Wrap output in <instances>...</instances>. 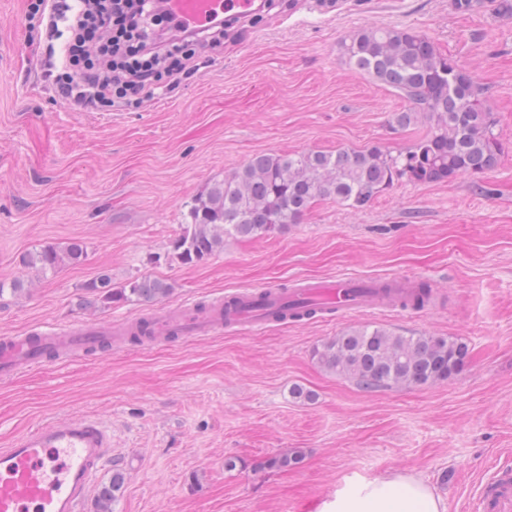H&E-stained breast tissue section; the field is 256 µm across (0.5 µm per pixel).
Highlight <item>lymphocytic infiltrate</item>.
<instances>
[{
	"label": "lymphocytic infiltrate",
	"instance_id": "obj_1",
	"mask_svg": "<svg viewBox=\"0 0 512 512\" xmlns=\"http://www.w3.org/2000/svg\"><path fill=\"white\" fill-rule=\"evenodd\" d=\"M28 20L44 25L48 41L63 42L51 76L58 96L93 110L165 90L198 53L219 52L226 31L219 23L177 36L154 0H31Z\"/></svg>",
	"mask_w": 512,
	"mask_h": 512
}]
</instances>
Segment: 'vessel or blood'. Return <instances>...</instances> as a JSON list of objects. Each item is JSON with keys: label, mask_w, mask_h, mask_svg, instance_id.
<instances>
[{"label": "vessel or blood", "mask_w": 512, "mask_h": 512, "mask_svg": "<svg viewBox=\"0 0 512 512\" xmlns=\"http://www.w3.org/2000/svg\"><path fill=\"white\" fill-rule=\"evenodd\" d=\"M158 11L173 14L187 31L200 32L217 20H243L258 10V0H156ZM304 302L325 314H351L382 307L371 285L348 280H303L287 296H271L256 308L247 291L226 294L196 318L182 319L177 311L150 313L153 337L172 339L205 336L221 328L240 326L243 318L267 324L282 301ZM125 326L78 324L66 330L69 351L110 343ZM54 325L45 324L33 336H0V377L44 365L57 354ZM112 455V434L94 418L58 419L38 426L0 449V512H83L95 473ZM467 512H512V477L501 474L482 485Z\"/></svg>", "instance_id": "vessel-or-blood-1"}]
</instances>
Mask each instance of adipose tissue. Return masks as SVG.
Listing matches in <instances>:
<instances>
[{"label": "adipose tissue", "mask_w": 512, "mask_h": 512, "mask_svg": "<svg viewBox=\"0 0 512 512\" xmlns=\"http://www.w3.org/2000/svg\"><path fill=\"white\" fill-rule=\"evenodd\" d=\"M319 512H448V506L419 476L395 473L346 483Z\"/></svg>", "instance_id": "obj_1"}]
</instances>
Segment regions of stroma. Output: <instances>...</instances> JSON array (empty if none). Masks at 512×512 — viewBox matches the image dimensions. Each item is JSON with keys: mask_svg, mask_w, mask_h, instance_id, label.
Segmentation results:
<instances>
[{"mask_svg": "<svg viewBox=\"0 0 512 512\" xmlns=\"http://www.w3.org/2000/svg\"><path fill=\"white\" fill-rule=\"evenodd\" d=\"M28 0H0V334L41 324L109 323L241 289L302 279L405 275L429 285L421 310L370 309L150 348L86 350L0 379V448L60 418L112 432L93 488L126 473L111 512H315L347 480L422 477L465 504L491 471L512 469V20L451 0H287L238 24L224 53L174 92L93 112L61 105L42 72L45 40ZM414 29L487 93L503 145L497 165L441 184L395 183L370 206L313 204L264 238H228L208 262L159 261L193 198L258 153L408 148L426 127L392 126L405 103L350 67L351 32ZM79 240L86 258L41 272L23 258ZM164 280L170 293L88 308L86 283ZM465 340L470 358L432 385L363 391L312 358L347 329ZM300 385L309 401L293 399ZM301 451L302 462L264 468ZM235 467H227V460Z\"/></svg>", "mask_w": 512, "mask_h": 512, "instance_id": "35a3bbf8", "label": "stroma"}]
</instances>
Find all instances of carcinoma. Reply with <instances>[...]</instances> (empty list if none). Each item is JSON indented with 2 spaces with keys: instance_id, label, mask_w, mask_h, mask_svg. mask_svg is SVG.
I'll list each match as a JSON object with an SVG mask.
<instances>
[{
  "instance_id": "carcinoma-1",
  "label": "carcinoma",
  "mask_w": 512,
  "mask_h": 512,
  "mask_svg": "<svg viewBox=\"0 0 512 512\" xmlns=\"http://www.w3.org/2000/svg\"><path fill=\"white\" fill-rule=\"evenodd\" d=\"M346 61L391 88L408 108L395 114L400 128L419 121L427 131L415 143L392 153L379 145L361 151L264 153L224 174L192 202L186 224L170 242L165 260L192 266L209 261L224 247V238H259L296 224L317 200H333L352 209L369 206L394 183L447 182L460 174L492 169L502 152L494 113L484 107L485 89L423 34L392 24L353 31L342 44ZM79 241L65 248L44 246L28 264L56 270L84 260ZM92 306L153 302L170 292L159 279L135 278L114 287L107 276L85 285ZM424 284L393 297L405 308L429 304ZM470 356L458 339L423 334L403 335L378 326L350 328L313 350L326 370L348 378L367 391L446 381L460 372ZM302 461L299 453L274 456L265 466L287 470ZM125 483L123 469L98 494L100 512Z\"/></svg>"
}]
</instances>
